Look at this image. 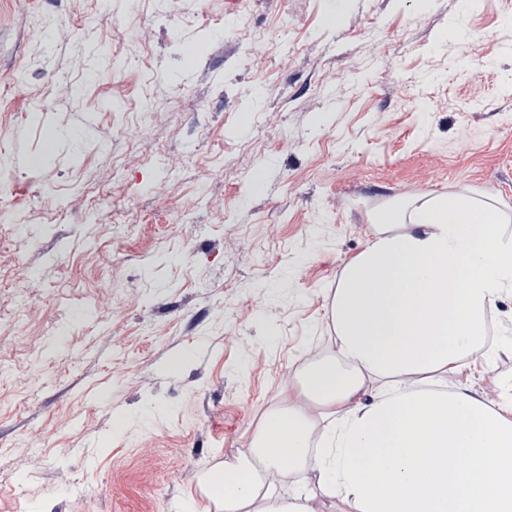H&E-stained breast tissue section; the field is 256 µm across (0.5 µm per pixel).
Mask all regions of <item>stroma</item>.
I'll return each instance as SVG.
<instances>
[{"mask_svg": "<svg viewBox=\"0 0 512 512\" xmlns=\"http://www.w3.org/2000/svg\"><path fill=\"white\" fill-rule=\"evenodd\" d=\"M463 189L512 218V0H0V512H208L372 208Z\"/></svg>", "mask_w": 512, "mask_h": 512, "instance_id": "35a3bbf8", "label": "stroma"}]
</instances>
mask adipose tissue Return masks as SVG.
Wrapping results in <instances>:
<instances>
[{"mask_svg": "<svg viewBox=\"0 0 512 512\" xmlns=\"http://www.w3.org/2000/svg\"><path fill=\"white\" fill-rule=\"evenodd\" d=\"M328 305L336 350L305 367L250 448L205 478L212 512H512V391L485 402L448 376L489 363L512 293V232L466 190L384 202ZM320 415H313L312 407ZM315 488L283 496L289 475ZM500 309L506 312H500ZM503 315L509 317L508 322L503 320ZM491 320L495 325L494 333L490 330ZM487 322L490 339H496L498 336H512V295H505L497 302L495 309L488 315Z\"/></svg>", "mask_w": 512, "mask_h": 512, "instance_id": "obj_1", "label": "adipose tissue"}]
</instances>
